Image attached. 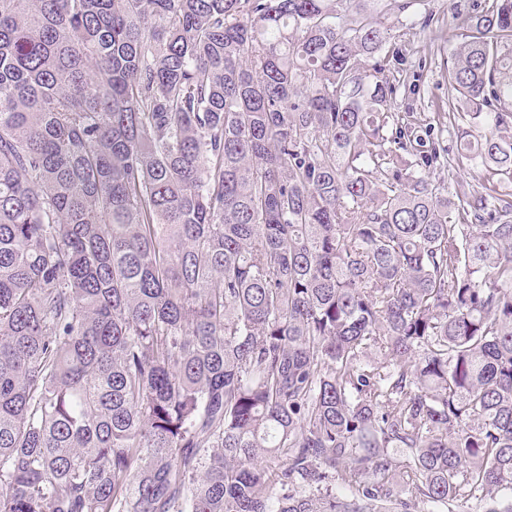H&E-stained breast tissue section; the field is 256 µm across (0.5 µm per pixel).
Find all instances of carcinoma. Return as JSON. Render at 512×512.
Here are the masks:
<instances>
[{
  "mask_svg": "<svg viewBox=\"0 0 512 512\" xmlns=\"http://www.w3.org/2000/svg\"><path fill=\"white\" fill-rule=\"evenodd\" d=\"M376 2L0 0V512L512 489V200L409 159ZM495 2L448 69L487 180Z\"/></svg>",
  "mask_w": 512,
  "mask_h": 512,
  "instance_id": "cac0c4a2",
  "label": "carcinoma"
}]
</instances>
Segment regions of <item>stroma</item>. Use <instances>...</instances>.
<instances>
[{"mask_svg": "<svg viewBox=\"0 0 512 512\" xmlns=\"http://www.w3.org/2000/svg\"><path fill=\"white\" fill-rule=\"evenodd\" d=\"M492 6L493 0H419L406 12H387L384 19L392 33L389 68L400 81L393 112L436 147L440 157L430 168L435 181L463 183L478 192L484 189L482 172L454 160L460 132L469 123L453 125L445 117L449 100L456 96L448 85V70L466 20Z\"/></svg>", "mask_w": 512, "mask_h": 512, "instance_id": "stroma-1", "label": "stroma"}]
</instances>
